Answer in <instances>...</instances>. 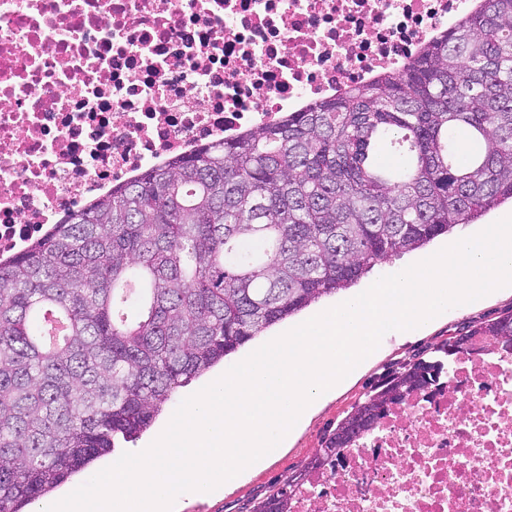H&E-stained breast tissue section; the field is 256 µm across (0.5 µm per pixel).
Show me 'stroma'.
<instances>
[{"label":"stroma","instance_id":"stroma-1","mask_svg":"<svg viewBox=\"0 0 512 512\" xmlns=\"http://www.w3.org/2000/svg\"><path fill=\"white\" fill-rule=\"evenodd\" d=\"M475 226L456 225L448 234L440 236L426 247L401 254L376 265L368 279L359 280L354 285V292H361L367 287L369 280L395 273L402 267L434 254L449 240L472 234ZM341 300L342 297L338 294L321 298L296 315L270 327L261 336L255 337L246 346L226 357L224 362L192 380L187 386L179 388L152 426L135 441L120 442V451L134 452L148 446L167 426L183 399L220 377L229 367L248 356L251 350L335 306ZM511 310L512 288H509L479 303L464 308H451L415 335L403 336L393 331L385 334L375 354L356 371L347 384L320 404L305 425L289 437L286 448L272 454L259 469L244 475L233 485L225 487L221 495L208 499H188L184 512H252L254 505L261 501L276 483L303 468L320 448L328 433L388 372L409 362L423 350L459 335L464 326L493 319Z\"/></svg>","mask_w":512,"mask_h":512}]
</instances>
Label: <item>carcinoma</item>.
Listing matches in <instances>:
<instances>
[{"instance_id":"1","label":"carcinoma","mask_w":512,"mask_h":512,"mask_svg":"<svg viewBox=\"0 0 512 512\" xmlns=\"http://www.w3.org/2000/svg\"><path fill=\"white\" fill-rule=\"evenodd\" d=\"M512 201V0H480L400 70L173 159L0 263V512H28L136 439L175 391L269 327ZM68 335L42 339L46 318ZM464 336L512 342V311ZM388 374L253 512L310 477L419 382Z\"/></svg>"}]
</instances>
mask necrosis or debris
<instances>
[{"instance_id":"1","label":"necrosis or debris","mask_w":512,"mask_h":512,"mask_svg":"<svg viewBox=\"0 0 512 512\" xmlns=\"http://www.w3.org/2000/svg\"><path fill=\"white\" fill-rule=\"evenodd\" d=\"M477 0H0V259L148 169L403 67ZM293 512H512V354L462 355Z\"/></svg>"}]
</instances>
